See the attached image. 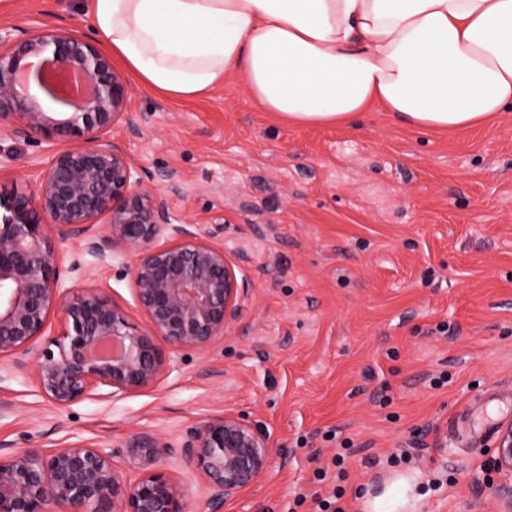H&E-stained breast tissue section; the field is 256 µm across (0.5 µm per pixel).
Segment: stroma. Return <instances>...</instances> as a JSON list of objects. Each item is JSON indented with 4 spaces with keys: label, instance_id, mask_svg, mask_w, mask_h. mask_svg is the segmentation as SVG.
Returning a JSON list of instances; mask_svg holds the SVG:
<instances>
[{
    "label": "stroma",
    "instance_id": "obj_1",
    "mask_svg": "<svg viewBox=\"0 0 512 512\" xmlns=\"http://www.w3.org/2000/svg\"><path fill=\"white\" fill-rule=\"evenodd\" d=\"M7 2L1 25L97 38L84 0ZM131 91L112 138L182 222L223 216L247 278L242 313L207 351L176 352L175 371L120 398L59 409L33 361L13 365L0 448L176 440L227 410L268 431L275 466L223 512H288L301 495L298 512H314L321 485L342 489L344 512H370L401 480L397 512H494L489 491L512 474L490 469L495 435L469 417L512 398V109L451 132L378 106L350 125L300 126L265 111L238 73L196 99ZM47 153L14 144L0 193L32 194ZM51 245L64 286L99 289L146 329L118 275L130 253Z\"/></svg>",
    "mask_w": 512,
    "mask_h": 512
}]
</instances>
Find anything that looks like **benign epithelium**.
<instances>
[{
    "label": "benign epithelium",
    "instance_id": "obj_1",
    "mask_svg": "<svg viewBox=\"0 0 512 512\" xmlns=\"http://www.w3.org/2000/svg\"><path fill=\"white\" fill-rule=\"evenodd\" d=\"M67 108L49 112L45 99ZM131 89L111 58L63 27H0V158L6 141L65 138L53 149L31 196L0 194V361L36 362L39 393L64 409L106 387L112 396L154 386L174 370L157 340L176 351L203 350L228 333L242 311L240 267L218 233L181 223L168 198L144 183V171L112 141L126 119ZM101 224L105 235L89 231ZM79 238L87 251L133 253L124 267L147 330L94 290L65 288L48 229ZM63 318L54 349H38L51 312ZM492 463L512 472V422L503 423ZM175 453L199 473L209 512L254 486L273 468L269 434L246 418L212 414L178 446L136 433L116 452L82 441L52 452L0 448V512H186L178 478L161 468ZM496 512H512V483L492 491Z\"/></svg>",
    "mask_w": 512,
    "mask_h": 512
}]
</instances>
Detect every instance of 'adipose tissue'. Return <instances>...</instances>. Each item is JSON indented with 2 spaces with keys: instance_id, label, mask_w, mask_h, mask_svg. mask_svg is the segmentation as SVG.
I'll return each mask as SVG.
<instances>
[{
  "instance_id": "ef3b65f1",
  "label": "adipose tissue",
  "mask_w": 512,
  "mask_h": 512,
  "mask_svg": "<svg viewBox=\"0 0 512 512\" xmlns=\"http://www.w3.org/2000/svg\"><path fill=\"white\" fill-rule=\"evenodd\" d=\"M145 88L209 94L241 73L288 122L349 124L373 105L413 127L485 126L512 107V0H86Z\"/></svg>"
}]
</instances>
